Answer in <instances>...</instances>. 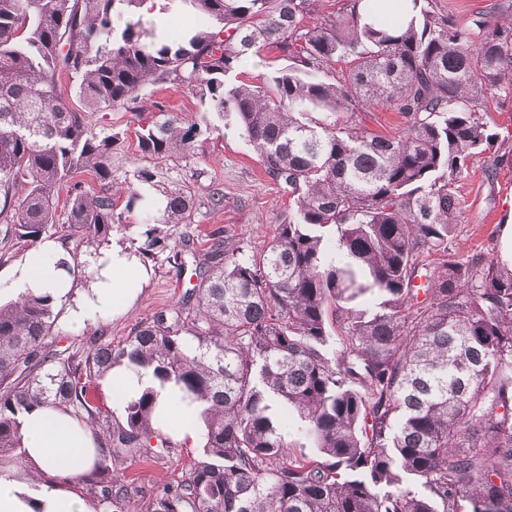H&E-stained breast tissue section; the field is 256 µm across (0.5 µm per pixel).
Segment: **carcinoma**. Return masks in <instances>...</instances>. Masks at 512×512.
Returning a JSON list of instances; mask_svg holds the SVG:
<instances>
[{"mask_svg":"<svg viewBox=\"0 0 512 512\" xmlns=\"http://www.w3.org/2000/svg\"><path fill=\"white\" fill-rule=\"evenodd\" d=\"M316 2L167 0L197 28L158 36L136 12L143 0H0V224L15 236L34 244L55 228L70 273L82 248L110 245L141 195L127 187L117 208L115 135L88 113L158 82L233 116L293 205L246 259L220 231L201 252L182 243L193 301L155 311L122 343L65 355L49 341V295L0 303V458L24 461L25 413L69 409L95 431L83 483L122 512L136 489L113 485V464L174 447L155 389L120 422L95 405L98 381L127 361L204 404L200 458L138 512H512V271L448 257L455 182L493 139L477 106L512 93V18L463 26L435 0H411L410 16L371 20L374 0H344L313 22ZM268 51L286 64L238 79L248 53ZM379 103L403 118L398 130L354 120ZM201 132L168 115L141 127L138 146L185 157ZM193 206L168 191L142 255L191 223Z\"/></svg>","mask_w":512,"mask_h":512,"instance_id":"obj_1","label":"carcinoma"}]
</instances>
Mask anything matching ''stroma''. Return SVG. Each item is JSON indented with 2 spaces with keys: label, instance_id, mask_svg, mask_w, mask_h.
<instances>
[{
  "label": "stroma",
  "instance_id": "35a3bbf8",
  "mask_svg": "<svg viewBox=\"0 0 512 512\" xmlns=\"http://www.w3.org/2000/svg\"><path fill=\"white\" fill-rule=\"evenodd\" d=\"M165 112L187 122L207 121L195 155L157 158L140 152V127ZM479 113L494 139L470 159L456 184L459 221L451 244L456 258L474 254L495 258L500 228L512 218V94L489 98ZM90 120L96 128L104 127L118 135L112 148V174L117 181L133 183L134 169L146 167L156 173L154 193L183 188L190 192L195 205L191 223L179 225L165 248L145 260L150 277L123 315L104 317L96 325L75 333L66 324V304H58L52 341L58 350L69 352L86 349L100 336L115 344L122 342L157 309L185 302L197 278L192 265L180 264L172 257L175 250L181 249L183 238L192 239L195 247L202 249L208 234L219 229L250 254L259 251L277 224L288 220L291 213L287 193L261 170L253 147L242 137L236 123L209 114L206 104L188 90L158 83L143 90L137 100L94 113ZM490 166L496 169L491 181L485 178ZM216 188L224 192V205L220 208L209 202ZM199 451L200 446L195 443L162 451L150 463L129 457L116 462L112 477L120 482H135L141 496L150 497L164 487L177 485Z\"/></svg>",
  "mask_w": 512,
  "mask_h": 512
}]
</instances>
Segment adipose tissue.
Listing matches in <instances>:
<instances>
[{
	"label": "adipose tissue",
	"instance_id": "ef3b65f1",
	"mask_svg": "<svg viewBox=\"0 0 512 512\" xmlns=\"http://www.w3.org/2000/svg\"><path fill=\"white\" fill-rule=\"evenodd\" d=\"M60 251L57 242L43 241L14 267L10 289L18 295L48 291L59 300H71L68 322L75 331L86 329L103 311L121 314L131 307L146 273L127 251L101 249L91 259L92 268L100 269L101 279L78 294L72 291V277L56 265ZM154 384L150 371L121 364L103 378L101 388L114 407L120 408ZM201 411L198 403L184 398L171 384L161 389L157 398V417L181 441L201 436ZM20 434L25 466L0 471V512H95L93 503L77 489L80 475L95 460L92 429L65 409L44 406L24 420Z\"/></svg>",
	"mask_w": 512,
	"mask_h": 512
}]
</instances>
